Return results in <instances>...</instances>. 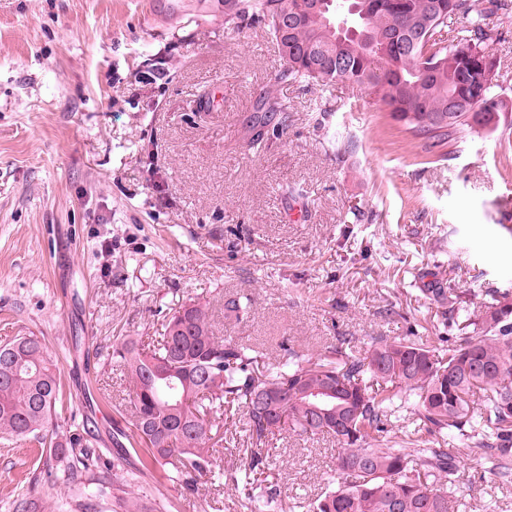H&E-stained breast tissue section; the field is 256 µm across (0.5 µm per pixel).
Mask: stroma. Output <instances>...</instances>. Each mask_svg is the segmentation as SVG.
<instances>
[{"mask_svg":"<svg viewBox=\"0 0 512 512\" xmlns=\"http://www.w3.org/2000/svg\"><path fill=\"white\" fill-rule=\"evenodd\" d=\"M159 0H0V342L44 337L61 372L64 409L88 419L103 462L121 454L112 431L129 420V382L100 348L153 335L182 303L205 307L216 335L274 358L280 344L323 351L345 336H449L425 288L456 289L480 308L512 289V22L488 18L507 110L424 154L367 92L339 83L331 109L315 88L278 82L285 63L258 28L228 30L220 0L202 21L175 24ZM285 118L249 147L263 87ZM222 89L209 112L199 95ZM349 141L336 159L328 134ZM304 206L301 220L289 210ZM244 294L243 321L224 317ZM216 464L193 495L161 468L131 493L168 512H250L224 485L251 448L241 410L224 418ZM277 512H306L336 474V442L285 433L267 441ZM36 445L0 444V512L47 486ZM463 512H512L477 455L459 456Z\"/></svg>","mask_w":512,"mask_h":512,"instance_id":"obj_1","label":"stroma"}]
</instances>
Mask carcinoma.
I'll use <instances>...</instances> for the list:
<instances>
[{
	"instance_id": "carcinoma-1",
	"label": "carcinoma",
	"mask_w": 512,
	"mask_h": 512,
	"mask_svg": "<svg viewBox=\"0 0 512 512\" xmlns=\"http://www.w3.org/2000/svg\"><path fill=\"white\" fill-rule=\"evenodd\" d=\"M220 2L225 28L259 27L276 45L286 62L277 81L366 90L430 152L499 126V85L474 63L493 41L488 17L509 16L504 0H385L371 10L365 0H325L326 10L303 16L289 34L281 18L300 11L302 0ZM448 31L456 32L451 45L443 40ZM257 111L254 146L288 106L270 86ZM425 294L459 332L446 349L421 336L378 338L356 355L339 337L317 355L290 347L268 363L252 347L215 335L203 306L172 309L153 343L126 338L106 347L105 360L127 371L133 392L131 434L118 429L116 436L132 438L149 464L194 492L212 470L216 420L231 405L244 410L253 449L226 482L253 512H275L280 489L263 478L262 446L287 431L339 445L336 479L307 512H462L460 449L512 483V291L493 292L478 315L452 288ZM250 305L247 296L231 297L224 315L241 321ZM10 345L22 367L4 381L0 348V438H33L49 449L51 469L74 486L75 508L89 512L91 499L112 494L101 456L53 420L63 405L61 378L44 338L17 336ZM408 409L444 446L391 434L392 419Z\"/></svg>"
}]
</instances>
